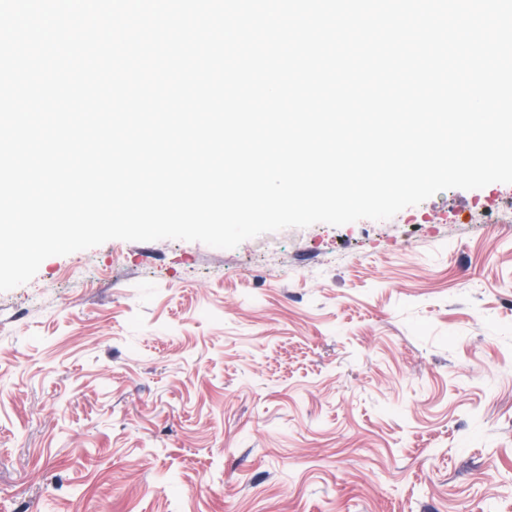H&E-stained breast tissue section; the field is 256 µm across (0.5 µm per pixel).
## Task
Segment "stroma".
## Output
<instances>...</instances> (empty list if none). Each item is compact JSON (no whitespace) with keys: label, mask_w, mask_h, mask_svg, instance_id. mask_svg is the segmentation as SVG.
<instances>
[{"label":"stroma","mask_w":512,"mask_h":512,"mask_svg":"<svg viewBox=\"0 0 512 512\" xmlns=\"http://www.w3.org/2000/svg\"><path fill=\"white\" fill-rule=\"evenodd\" d=\"M0 512H512V184L0 292Z\"/></svg>","instance_id":"35a3bbf8"}]
</instances>
